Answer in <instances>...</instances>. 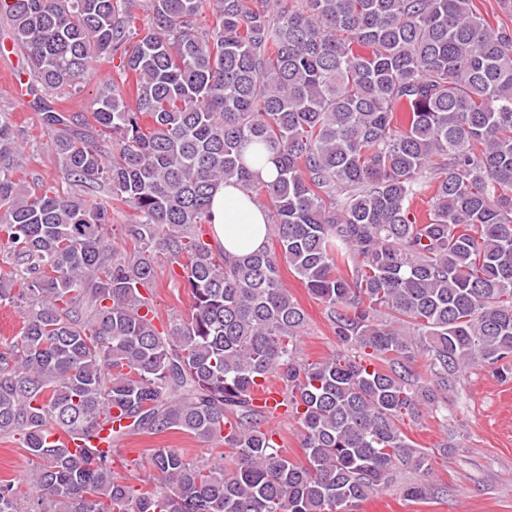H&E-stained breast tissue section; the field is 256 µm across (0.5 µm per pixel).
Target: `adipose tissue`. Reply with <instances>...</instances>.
<instances>
[{
	"label": "adipose tissue",
	"instance_id": "ef3b65f1",
	"mask_svg": "<svg viewBox=\"0 0 512 512\" xmlns=\"http://www.w3.org/2000/svg\"><path fill=\"white\" fill-rule=\"evenodd\" d=\"M213 238L229 253L246 255L264 249L269 213L235 184L214 192L210 206Z\"/></svg>",
	"mask_w": 512,
	"mask_h": 512
}]
</instances>
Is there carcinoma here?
Segmentation results:
<instances>
[{
  "label": "carcinoma",
  "mask_w": 512,
  "mask_h": 512,
  "mask_svg": "<svg viewBox=\"0 0 512 512\" xmlns=\"http://www.w3.org/2000/svg\"><path fill=\"white\" fill-rule=\"evenodd\" d=\"M275 2L147 0L140 30L136 0H0L43 90L80 92L95 61L135 81L99 84L87 115L39 108L66 193L15 177L24 130L0 111V303L22 316L0 345V437L34 464L24 503L0 480V512H356L401 469L429 476L405 419L448 422L469 367L512 379V34L472 0ZM265 148L271 183L248 167ZM227 182L266 201L279 251L204 240ZM159 251L192 297L160 326ZM284 263L343 351L299 358ZM261 381L282 386L303 460L254 404ZM135 432L224 451L151 448L133 484L102 444Z\"/></svg>",
  "instance_id": "cac0c4a2"
}]
</instances>
